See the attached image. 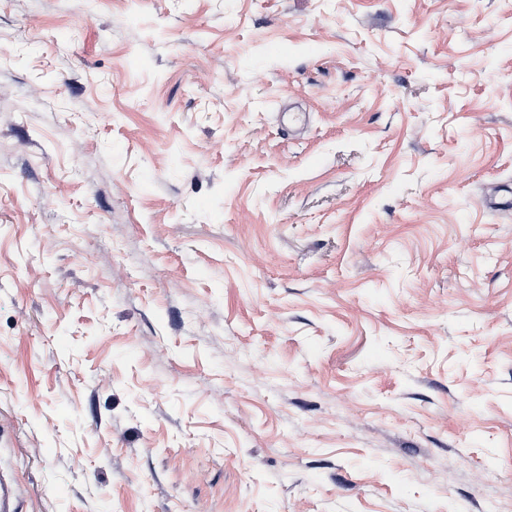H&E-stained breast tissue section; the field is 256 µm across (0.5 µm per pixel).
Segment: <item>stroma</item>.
Listing matches in <instances>:
<instances>
[{"mask_svg": "<svg viewBox=\"0 0 512 512\" xmlns=\"http://www.w3.org/2000/svg\"><path fill=\"white\" fill-rule=\"evenodd\" d=\"M502 198L512 0H0L22 512H512Z\"/></svg>", "mask_w": 512, "mask_h": 512, "instance_id": "obj_1", "label": "stroma"}]
</instances>
